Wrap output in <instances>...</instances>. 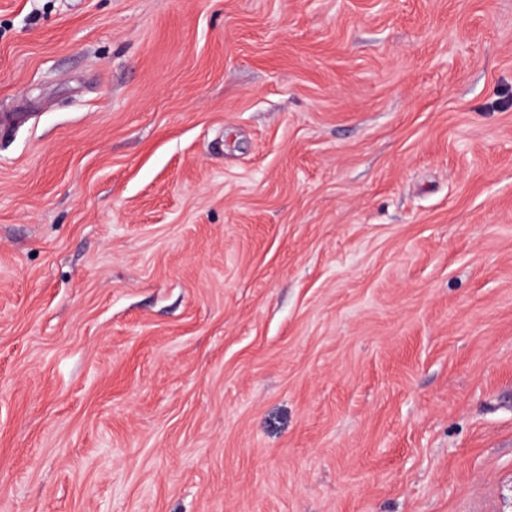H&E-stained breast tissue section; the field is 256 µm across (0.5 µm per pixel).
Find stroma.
Masks as SVG:
<instances>
[{
  "instance_id": "1",
  "label": "stroma",
  "mask_w": 512,
  "mask_h": 512,
  "mask_svg": "<svg viewBox=\"0 0 512 512\" xmlns=\"http://www.w3.org/2000/svg\"><path fill=\"white\" fill-rule=\"evenodd\" d=\"M0 512H512V0H0Z\"/></svg>"
}]
</instances>
